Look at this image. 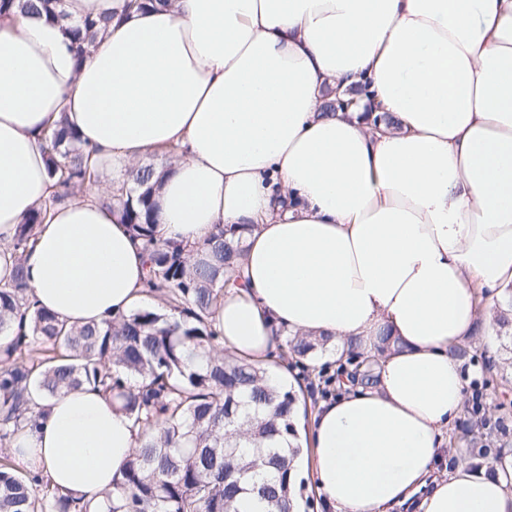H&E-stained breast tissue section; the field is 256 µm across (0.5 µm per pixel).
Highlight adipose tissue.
I'll use <instances>...</instances> for the list:
<instances>
[{
  "label": "adipose tissue",
  "mask_w": 512,
  "mask_h": 512,
  "mask_svg": "<svg viewBox=\"0 0 512 512\" xmlns=\"http://www.w3.org/2000/svg\"><path fill=\"white\" fill-rule=\"evenodd\" d=\"M64 8L113 16L84 55L68 23L0 13V286L17 224L55 190L40 144L64 119L112 177L37 228L29 299L70 325L144 308L146 253L106 200L176 148L158 238L243 229L241 281L212 315L224 350L263 366L286 338L324 337L375 362V386L348 379L318 404L293 475L311 472L332 512H512L502 470L437 467L466 397L449 350L475 333L483 295L512 290V0ZM352 91L350 110L323 111ZM32 403L44 415L16 437L15 466L76 497L111 489L138 445L119 404L89 386Z\"/></svg>",
  "instance_id": "1"
}]
</instances>
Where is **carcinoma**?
Segmentation results:
<instances>
[{
	"mask_svg": "<svg viewBox=\"0 0 512 512\" xmlns=\"http://www.w3.org/2000/svg\"><path fill=\"white\" fill-rule=\"evenodd\" d=\"M68 20L64 0H0V12ZM112 16L86 17L70 26L77 55L91 44ZM56 191L21 224L12 241L15 253L27 252L48 211L74 189L98 178L89 153L66 119L42 143ZM64 162H59L58 158ZM158 167L131 170L110 200L122 222L145 241L147 287L167 313L138 310L100 324L68 325L31 307L25 273L17 264L12 283L0 287V336H13L0 348V512H90L89 502L54 487L42 473L20 474L5 449L40 414L29 395L53 398L81 385L101 390L133 419L140 443L112 490L101 493L96 512H229L232 504L254 495L271 512H294L290 473L302 452L297 438L298 398L284 386L268 383V371L230 354H215L210 328L213 307L224 292V271L241 254L239 243L222 231L199 247L191 264L185 248L155 237L153 193ZM512 322V294L498 302L497 324ZM325 340L292 339L282 357L306 356ZM352 378L364 387L376 382L373 361H355ZM143 378L137 388L125 375ZM477 417L462 431L476 460L493 459L507 469V454L497 444L501 421L469 400Z\"/></svg>",
	"mask_w": 512,
	"mask_h": 512,
	"instance_id": "cac0c4a2",
	"label": "carcinoma"
}]
</instances>
